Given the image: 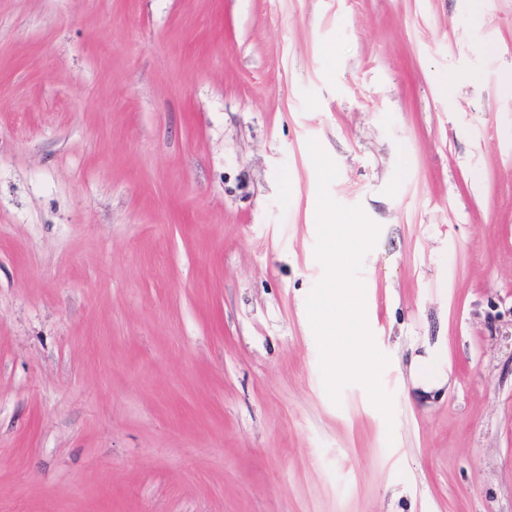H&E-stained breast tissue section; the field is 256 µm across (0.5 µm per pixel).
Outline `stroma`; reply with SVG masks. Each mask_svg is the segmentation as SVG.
<instances>
[{
	"label": "stroma",
	"mask_w": 512,
	"mask_h": 512,
	"mask_svg": "<svg viewBox=\"0 0 512 512\" xmlns=\"http://www.w3.org/2000/svg\"><path fill=\"white\" fill-rule=\"evenodd\" d=\"M0 512H512V0H0Z\"/></svg>",
	"instance_id": "obj_1"
}]
</instances>
